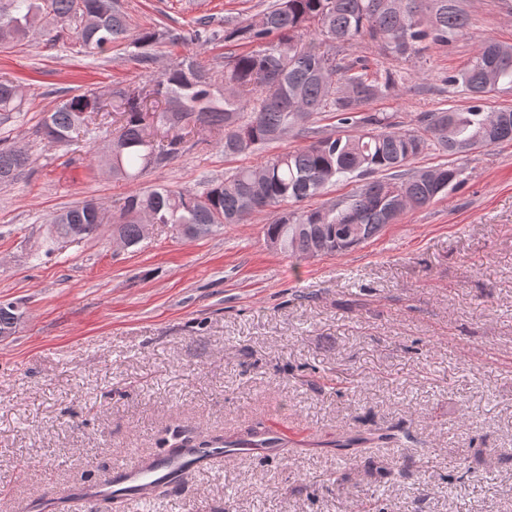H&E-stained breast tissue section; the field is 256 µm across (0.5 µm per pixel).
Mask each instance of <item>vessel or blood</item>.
Returning a JSON list of instances; mask_svg holds the SVG:
<instances>
[{
	"label": "vessel or blood",
	"mask_w": 512,
	"mask_h": 512,
	"mask_svg": "<svg viewBox=\"0 0 512 512\" xmlns=\"http://www.w3.org/2000/svg\"><path fill=\"white\" fill-rule=\"evenodd\" d=\"M282 436L273 431L264 438L246 445H226L212 448V456L229 459L260 448L279 447ZM199 456L193 449L184 448L178 454H168L157 460L131 459L115 466L111 473L99 479L88 489H79L69 495V512H84L86 502L91 500L127 502L145 496L163 486L179 483L196 467Z\"/></svg>",
	"instance_id": "1"
}]
</instances>
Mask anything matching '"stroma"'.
I'll return each mask as SVG.
<instances>
[{
	"label": "stroma",
	"mask_w": 512,
	"mask_h": 512,
	"mask_svg": "<svg viewBox=\"0 0 512 512\" xmlns=\"http://www.w3.org/2000/svg\"><path fill=\"white\" fill-rule=\"evenodd\" d=\"M127 40L85 52L75 28L0 46V74L22 111L0 115V146L32 157L0 186V301L24 322L0 341V512L98 481L116 464L165 455L174 436L239 439L278 431L286 446L211 459L136 512H512V142L457 157L431 149L419 171L459 164L462 182L344 255L300 259L274 249L276 209L203 239L151 226L125 249L111 226L45 251L50 216L93 197L108 214L155 187L194 188L304 146L299 131L255 152L225 154L220 136L146 171L113 178L93 157L112 138L48 143L39 122L63 99L108 96L156 78L188 54L223 67L228 19L255 20L273 0H118ZM452 46L398 59L363 39L357 57L393 73L369 111L398 130L464 106L449 74L488 39L512 44V11L467 0ZM162 33L150 68L130 41ZM208 30L210 41L194 34ZM402 433L401 442L381 432ZM364 435L356 458L336 440Z\"/></svg>",
	"instance_id": "stroma-1"
}]
</instances>
